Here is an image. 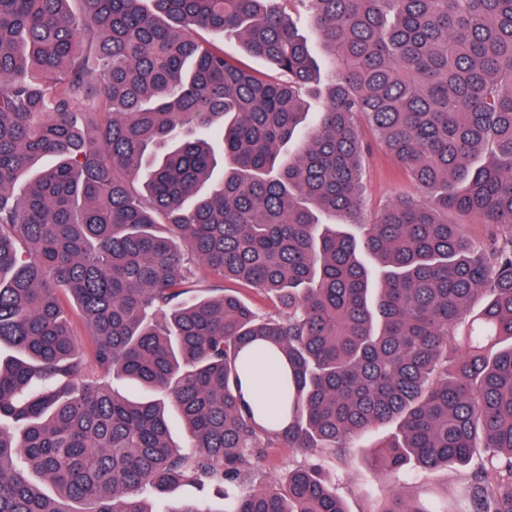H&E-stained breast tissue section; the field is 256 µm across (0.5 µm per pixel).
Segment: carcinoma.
I'll list each match as a JSON object with an SVG mask.
<instances>
[{"label":"carcinoma","mask_w":512,"mask_h":512,"mask_svg":"<svg viewBox=\"0 0 512 512\" xmlns=\"http://www.w3.org/2000/svg\"><path fill=\"white\" fill-rule=\"evenodd\" d=\"M362 125L419 191L370 221ZM393 422L372 469L477 457L453 512H512V0H0V512H348L318 457ZM271 448L304 462L255 487ZM224 51L230 56L238 58L253 70L270 72L272 69L271 64L266 60L252 57L245 49L243 43L233 35L224 34Z\"/></svg>","instance_id":"cac0c4a2"}]
</instances>
